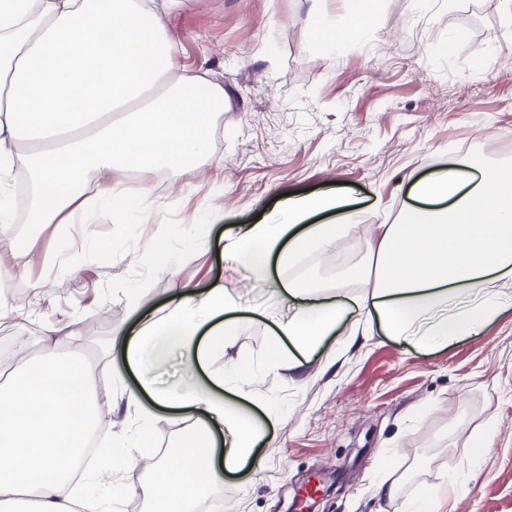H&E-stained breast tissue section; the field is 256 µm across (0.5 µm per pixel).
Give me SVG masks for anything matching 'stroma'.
Segmentation results:
<instances>
[{"label":"stroma","mask_w":512,"mask_h":512,"mask_svg":"<svg viewBox=\"0 0 512 512\" xmlns=\"http://www.w3.org/2000/svg\"><path fill=\"white\" fill-rule=\"evenodd\" d=\"M311 0H185L165 22L178 62L202 69L224 88L210 162L150 178L152 195L133 223L116 224L107 206L71 224L36 228L15 215L0 235V279L36 280L39 294L10 297L0 345L23 337L24 357L45 345L46 328L78 318L81 350L100 371L97 390L113 406L106 435L116 445L166 448L186 423L145 403L127 408L134 376L112 349L144 311L191 285L235 289L241 268L220 256L219 237L237 224L287 223L279 197L341 189L361 217L343 237L336 264L313 252L280 269L311 274L322 287L336 271L360 266L379 224L409 203L408 175H425L466 155L512 162V27L505 0H383L361 35L315 43ZM454 41L451 54L442 45ZM181 233L169 237L170 225ZM168 238L171 259L153 263V243ZM28 248L27 273L13 247ZM139 308L128 303L129 295ZM228 352L213 371L251 367L238 399L260 431L257 471L219 481L223 512H289L302 485L342 467L315 512H400L420 485L441 484L463 463L470 430L492 422L494 443L468 494L451 512H512V305L477 335L425 350L350 315L310 352L302 372L273 363L269 348L284 306L267 286L242 293ZM152 419L142 423L141 412ZM463 419L464 429L448 425ZM394 484V497L377 493Z\"/></svg>","instance_id":"obj_1"}]
</instances>
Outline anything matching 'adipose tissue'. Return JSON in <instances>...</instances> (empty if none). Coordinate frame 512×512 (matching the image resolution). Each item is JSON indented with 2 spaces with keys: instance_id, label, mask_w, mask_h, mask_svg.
<instances>
[{
  "instance_id": "obj_1",
  "label": "adipose tissue",
  "mask_w": 512,
  "mask_h": 512,
  "mask_svg": "<svg viewBox=\"0 0 512 512\" xmlns=\"http://www.w3.org/2000/svg\"><path fill=\"white\" fill-rule=\"evenodd\" d=\"M346 28L312 11V35L324 45L360 32L381 0H342ZM155 0H0V224L24 209L30 224H70L94 200L109 202L112 218L139 213L148 190L127 193V171L161 174L203 159L214 134L213 114L224 109V88L198 73L178 72L175 38ZM30 174L25 199L13 173ZM112 179L88 193V177ZM416 200L394 224L377 225L362 270L367 287L348 308L343 287L328 290L315 278L273 279L272 265L329 249L360 212L339 193L290 197L284 224H239L225 229L223 253L244 268L250 284L270 286L286 305L271 343L272 357L291 369L325 336L358 311L387 335L441 348L477 334L512 298V164L476 166L463 157L415 179ZM333 210L339 223L311 224L308 216ZM236 295L222 284L186 287L166 316L120 337L117 345L137 384L127 399L149 397L175 410L190 431L153 469L154 512H196L218 474L255 464L256 423L224 401L250 373L197 381L199 370L226 354ZM184 358L185 380L160 386L148 363ZM87 359L48 347L13 367L0 383V512H95L73 485L74 459L84 453L103 405L92 391ZM100 474L112 504L132 490L122 475L138 462L136 449L107 450ZM471 490L468 469L444 487L425 486L404 512H438L448 495Z\"/></svg>"
}]
</instances>
